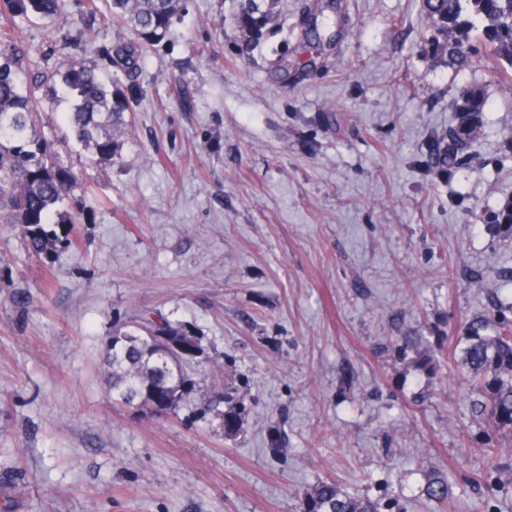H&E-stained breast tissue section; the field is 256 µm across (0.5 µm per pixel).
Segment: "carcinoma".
Segmentation results:
<instances>
[{
  "label": "carcinoma",
  "instance_id": "cac0c4a2",
  "mask_svg": "<svg viewBox=\"0 0 512 512\" xmlns=\"http://www.w3.org/2000/svg\"><path fill=\"white\" fill-rule=\"evenodd\" d=\"M84 8L99 25L117 27L129 40L100 47V66L73 60L51 69L32 66L17 22L44 25L62 41L74 37L90 43L94 30L72 34L63 24L60 0H0V223L19 225L28 256L37 260L73 245L68 232L59 234L47 225L78 222L77 216L58 209L78 177L48 142L33 134L38 104L46 96L68 102L76 141L100 160L115 158L133 106V97L118 84L140 67L148 51L172 40L186 0H84ZM422 14L437 25L438 36L421 51L437 49L449 60L465 63L473 42H480L492 62L491 78L512 91V0H422ZM226 24L247 53L271 30L269 14L257 0H238L230 16L222 17L221 25ZM450 108L454 121L433 151L438 166L447 169L461 162L478 139L485 101L475 87L465 86ZM471 216L477 222L489 218L512 226V205L496 215ZM467 330L462 366L474 411L491 428L482 454L493 469L502 456L501 439H512V310H499L491 321L473 322ZM201 353L197 336L181 325L161 314L143 318L135 330L113 336L109 344L105 366L112 399L177 414L187 386L181 362ZM427 494L444 512H455L447 483L431 482ZM303 512H393V506L344 494L335 483L323 482L305 497Z\"/></svg>",
  "mask_w": 512,
  "mask_h": 512
}]
</instances>
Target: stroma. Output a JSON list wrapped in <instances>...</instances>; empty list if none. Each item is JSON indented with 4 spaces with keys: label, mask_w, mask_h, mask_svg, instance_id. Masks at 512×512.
Here are the masks:
<instances>
[{
    "label": "stroma",
    "mask_w": 512,
    "mask_h": 512,
    "mask_svg": "<svg viewBox=\"0 0 512 512\" xmlns=\"http://www.w3.org/2000/svg\"><path fill=\"white\" fill-rule=\"evenodd\" d=\"M278 35L239 53L232 0H188L179 35L123 81L117 156L88 167L66 105L37 134L80 182L76 247L36 263L0 224V512H301L323 482L433 512H512V453L487 471L460 367L466 324L512 305V94L487 62L420 55V0H263ZM333 22L318 49L294 31ZM23 40L62 66L115 42ZM487 98L469 158L432 144L449 102ZM198 336L178 415L113 401L107 346L143 312ZM422 336L407 347L402 339ZM244 395L236 434L209 407Z\"/></svg>",
    "instance_id": "obj_1"
}]
</instances>
